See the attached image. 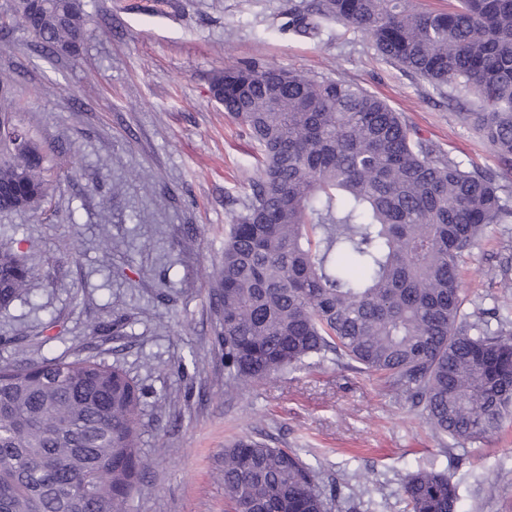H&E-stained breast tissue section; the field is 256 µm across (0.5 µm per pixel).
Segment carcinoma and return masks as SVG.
I'll return each mask as SVG.
<instances>
[{"instance_id":"1","label":"carcinoma","mask_w":512,"mask_h":512,"mask_svg":"<svg viewBox=\"0 0 512 512\" xmlns=\"http://www.w3.org/2000/svg\"><path fill=\"white\" fill-rule=\"evenodd\" d=\"M34 46L74 56L79 0H14ZM334 17L386 60L456 95L462 124L512 169V0H311L288 26L316 35ZM210 96L261 157L229 225L218 270L227 388L332 353L385 376L433 430L476 444L512 423V321L465 310L463 265L512 206L365 88L249 63L215 73ZM28 147L15 145L14 138ZM47 156L29 132L0 139V211L36 210ZM30 269L0 247V309ZM143 389L104 360L0 364V512H123L140 487ZM407 512H457L448 475L403 482ZM233 512H326L314 468L245 437L224 449Z\"/></svg>"}]
</instances>
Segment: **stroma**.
Wrapping results in <instances>:
<instances>
[{
  "instance_id": "35a3bbf8",
  "label": "stroma",
  "mask_w": 512,
  "mask_h": 512,
  "mask_svg": "<svg viewBox=\"0 0 512 512\" xmlns=\"http://www.w3.org/2000/svg\"><path fill=\"white\" fill-rule=\"evenodd\" d=\"M292 0H82L78 56L46 60L0 0V114L50 160L39 211L0 212V246L32 271L0 311V361L102 359L142 387L144 479L124 512H224V450L261 437L316 470L328 512H405L407 473H447L463 512H512V425L450 445L375 374L335 355L236 392L224 387L216 272L250 193L256 151L206 93L256 58L363 86L467 169L512 194V172L448 104L452 90L387 62L361 33L284 29ZM52 94H42V86ZM467 310L512 313V223L462 271Z\"/></svg>"
}]
</instances>
